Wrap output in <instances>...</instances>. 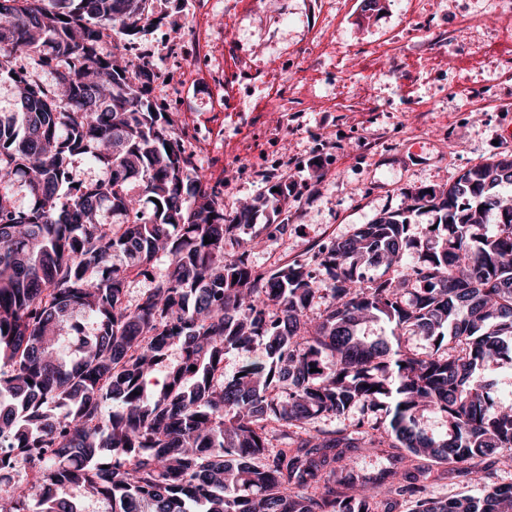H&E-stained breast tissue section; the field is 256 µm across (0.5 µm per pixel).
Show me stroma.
Segmentation results:
<instances>
[{"label":"stroma","instance_id":"stroma-1","mask_svg":"<svg viewBox=\"0 0 512 512\" xmlns=\"http://www.w3.org/2000/svg\"><path fill=\"white\" fill-rule=\"evenodd\" d=\"M240 0L231 15L210 17L214 55L234 41L271 69L287 67L306 98L299 131L280 148L296 160L287 174L288 231L266 238L253 253L264 268L310 260L316 245L350 236L379 214L405 207L419 188L442 189L468 168L512 154V10L496 0ZM287 15L281 32L266 18ZM464 28L454 49L442 38ZM316 36L328 55H300ZM267 90L227 96L216 91L182 123L214 139L201 157L202 174L225 184L236 203L251 202L262 181L229 178L268 145L284 115ZM318 167H309V159ZM427 492L448 498L469 490L456 464L422 461Z\"/></svg>","mask_w":512,"mask_h":512}]
</instances>
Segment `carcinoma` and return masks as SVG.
I'll return each instance as SVG.
<instances>
[{
  "label": "carcinoma",
  "instance_id": "carcinoma-1",
  "mask_svg": "<svg viewBox=\"0 0 512 512\" xmlns=\"http://www.w3.org/2000/svg\"><path fill=\"white\" fill-rule=\"evenodd\" d=\"M155 2L0 0V82L16 90L0 113V512H80L81 498L101 512H376L379 487L411 512H512V484L488 486L475 463L512 451V400L483 380L512 369V155L408 193L310 264L262 268L252 252L288 181L224 210L152 69L128 66L166 18ZM77 156L95 177L75 179ZM426 207L422 242L411 216ZM381 320L390 341L361 331ZM230 349L247 356L226 379ZM352 410L349 427L308 428ZM426 411L444 415L439 434ZM352 452L388 464L364 473ZM415 458L470 465L483 493L429 497Z\"/></svg>",
  "mask_w": 512,
  "mask_h": 512
}]
</instances>
